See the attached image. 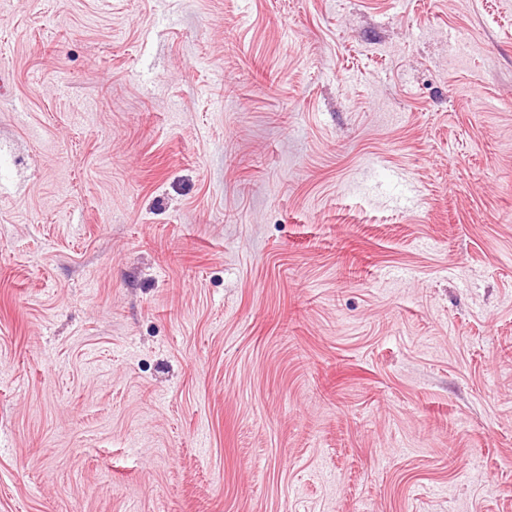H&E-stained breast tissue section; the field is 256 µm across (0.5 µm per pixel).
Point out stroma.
<instances>
[{
	"instance_id": "35a3bbf8",
	"label": "stroma",
	"mask_w": 512,
	"mask_h": 512,
	"mask_svg": "<svg viewBox=\"0 0 512 512\" xmlns=\"http://www.w3.org/2000/svg\"><path fill=\"white\" fill-rule=\"evenodd\" d=\"M0 512H512V0H0Z\"/></svg>"
}]
</instances>
